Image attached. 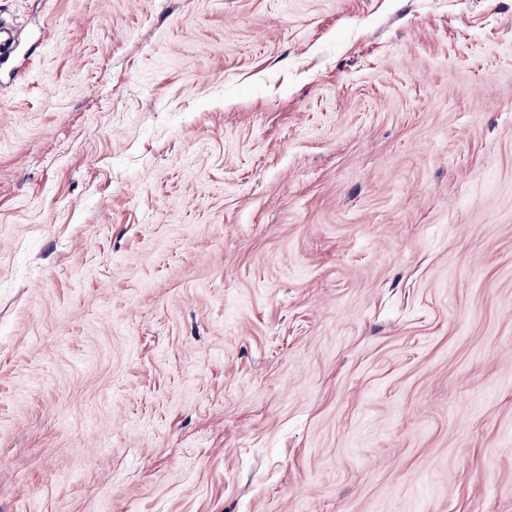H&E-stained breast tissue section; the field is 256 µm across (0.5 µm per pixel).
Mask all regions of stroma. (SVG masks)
I'll use <instances>...</instances> for the list:
<instances>
[{"label":"stroma","instance_id":"35a3bbf8","mask_svg":"<svg viewBox=\"0 0 512 512\" xmlns=\"http://www.w3.org/2000/svg\"><path fill=\"white\" fill-rule=\"evenodd\" d=\"M0 16V512H512V0Z\"/></svg>","mask_w":512,"mask_h":512}]
</instances>
